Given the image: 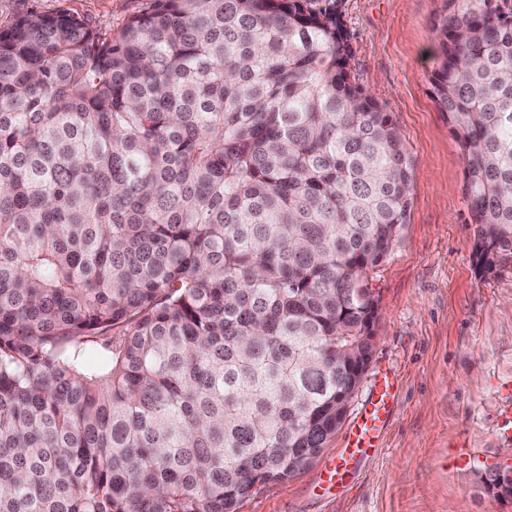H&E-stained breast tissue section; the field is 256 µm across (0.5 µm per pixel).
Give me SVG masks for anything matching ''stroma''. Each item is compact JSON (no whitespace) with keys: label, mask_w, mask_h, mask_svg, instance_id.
<instances>
[{"label":"stroma","mask_w":512,"mask_h":512,"mask_svg":"<svg viewBox=\"0 0 512 512\" xmlns=\"http://www.w3.org/2000/svg\"><path fill=\"white\" fill-rule=\"evenodd\" d=\"M150 0H0V23L33 10L76 14L118 30ZM445 0H340L357 82L391 112L414 160L406 224L371 273L380 317L355 416L381 372L399 393L374 459L340 491L319 466L257 487L238 512H512L497 487L512 473V421L499 398L512 383V255L479 268L464 192L462 145L430 83L433 20Z\"/></svg>","instance_id":"stroma-1"}]
</instances>
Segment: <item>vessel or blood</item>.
Masks as SVG:
<instances>
[{
    "mask_svg": "<svg viewBox=\"0 0 512 512\" xmlns=\"http://www.w3.org/2000/svg\"><path fill=\"white\" fill-rule=\"evenodd\" d=\"M396 390L397 383L389 375H382L373 382L361 410L346 431L342 451L321 466L319 484L322 488L343 487L353 470L375 455L379 435L393 408Z\"/></svg>",
    "mask_w": 512,
    "mask_h": 512,
    "instance_id": "1",
    "label": "vessel or blood"
}]
</instances>
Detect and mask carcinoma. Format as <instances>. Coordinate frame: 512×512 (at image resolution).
<instances>
[{"label": "carcinoma", "instance_id": "1", "mask_svg": "<svg viewBox=\"0 0 512 512\" xmlns=\"http://www.w3.org/2000/svg\"><path fill=\"white\" fill-rule=\"evenodd\" d=\"M432 34L490 268L512 0H448ZM349 59L322 0L0 25V512H237L335 437L413 166Z\"/></svg>", "mask_w": 512, "mask_h": 512}]
</instances>
